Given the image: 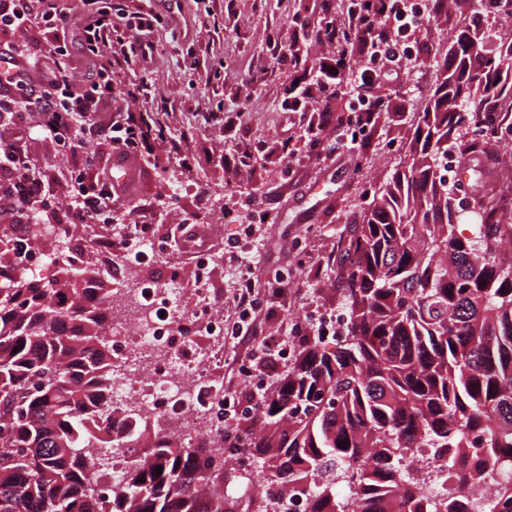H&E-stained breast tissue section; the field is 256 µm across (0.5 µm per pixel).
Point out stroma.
Here are the masks:
<instances>
[{"label": "stroma", "instance_id": "35a3bbf8", "mask_svg": "<svg viewBox=\"0 0 512 512\" xmlns=\"http://www.w3.org/2000/svg\"><path fill=\"white\" fill-rule=\"evenodd\" d=\"M184 27L160 25L151 39L158 53L149 71L130 72L137 83L148 79L150 94L124 100L131 111H147L171 138H185L191 159L182 166L171 158L164 167L138 164L128 203L139 218L179 224L198 216L200 240L224 261L215 277L232 293L242 257L253 259L252 272L264 279L270 269H292L296 275L286 293L269 295L271 318L264 330L288 336L299 312L335 309L336 243L356 223L361 191L384 187L413 138V115L435 78L437 49L450 48L448 23L430 22L411 34L412 62L391 84L387 111L369 128L360 153H343L324 161L303 150L306 125L320 124L322 111L348 109L352 98L324 103L312 96L299 128H290L289 91L298 76L319 61L323 51L314 33L323 17L322 0H183ZM294 43L298 60L279 65L274 43ZM199 54L189 65V51ZM293 137L300 150L285 165L281 143ZM58 198L67 195L74 161L57 155L39 139L28 141ZM255 153L251 166L232 177L224 162ZM242 212H269L272 223L256 225L241 241L236 225L222 223L221 207Z\"/></svg>", "mask_w": 512, "mask_h": 512}]
</instances>
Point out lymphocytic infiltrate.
Listing matches in <instances>:
<instances>
[{
    "instance_id": "1",
    "label": "lymphocytic infiltrate",
    "mask_w": 512,
    "mask_h": 512,
    "mask_svg": "<svg viewBox=\"0 0 512 512\" xmlns=\"http://www.w3.org/2000/svg\"><path fill=\"white\" fill-rule=\"evenodd\" d=\"M436 0H427L424 11H417L412 0H375L378 23L356 12H349L343 28L322 25L317 40L333 45V52L318 69L298 83V96L307 99L310 84L347 90L366 105L368 111L382 108L386 95L379 89L381 74L400 75L407 70L411 57L402 44L405 34L417 29L424 14L437 10ZM122 0L112 8L95 10L94 0H0V33L10 36L12 54L22 61L25 73L14 80L13 93L0 95V111L23 105L32 117V125L14 123L0 130V169L9 174L10 185L0 193V221L28 224L43 214L45 199L52 195L50 183L39 178L29 157L27 134L37 127L43 140L58 143L62 131H70V151L85 142L107 143L112 152L140 158L163 148L166 155L179 157L182 164L190 158L183 141H156L149 113L132 112L120 105L134 91L122 84L119 73L138 64L149 67L157 48L147 35L154 23L162 21L159 13L133 16L128 27L134 38L113 46V15H124ZM349 32L350 40L370 58V65L358 68L353 80H345L348 52L341 48L340 32ZM79 43L90 62L82 86H75L68 75L70 47ZM113 109L112 121H97L99 111ZM93 158H84L81 172L72 186L69 223L93 224L103 212L122 214L133 231L145 232V225L135 223L125 199L114 191L110 177L93 173Z\"/></svg>"
}]
</instances>
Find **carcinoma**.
<instances>
[{
	"mask_svg": "<svg viewBox=\"0 0 512 512\" xmlns=\"http://www.w3.org/2000/svg\"><path fill=\"white\" fill-rule=\"evenodd\" d=\"M487 37L464 26L457 45L475 53L440 57L409 163L337 242L340 335L291 337L295 361L259 395L258 427L235 436L230 451L260 479L249 512H270L263 495L284 491L310 512H456L489 484L493 498L470 509L512 512V482L496 480L512 453V216L502 210L512 181L481 180L512 141L492 108L512 100V29L492 51ZM450 145L478 175L470 237L456 233ZM73 235L64 229L53 244V278L0 267V512H231L220 490L237 469L225 453L204 458L148 435L138 415L111 405L112 289L83 287L91 269L66 254ZM129 440L141 455L108 511L84 457ZM418 448L448 465L439 498L406 470Z\"/></svg>",
	"mask_w": 512,
	"mask_h": 512,
	"instance_id": "carcinoma-1",
	"label": "carcinoma"
}]
</instances>
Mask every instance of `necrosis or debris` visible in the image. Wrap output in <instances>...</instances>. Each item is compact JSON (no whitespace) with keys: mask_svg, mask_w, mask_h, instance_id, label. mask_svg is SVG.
Segmentation results:
<instances>
[{"mask_svg":"<svg viewBox=\"0 0 512 512\" xmlns=\"http://www.w3.org/2000/svg\"><path fill=\"white\" fill-rule=\"evenodd\" d=\"M217 259L208 250L196 252L191 272L198 290L192 298L174 284L114 289L106 331L117 374L114 403L139 410L157 435L208 452L224 439L231 399L213 383L211 358L190 360L186 353L201 338L224 342V291L212 282Z\"/></svg>","mask_w":512,"mask_h":512,"instance_id":"necrosis-or-debris-1","label":"necrosis or debris"}]
</instances>
